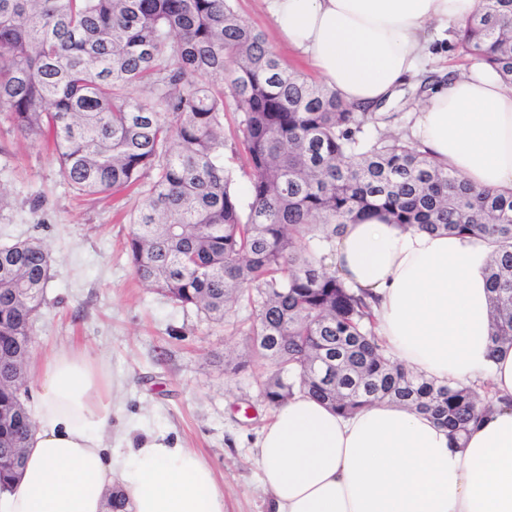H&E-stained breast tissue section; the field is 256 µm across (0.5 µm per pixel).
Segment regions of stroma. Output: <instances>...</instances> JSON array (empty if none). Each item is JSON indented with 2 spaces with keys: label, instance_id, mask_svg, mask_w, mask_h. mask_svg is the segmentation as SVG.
I'll use <instances>...</instances> for the list:
<instances>
[{
  "label": "stroma",
  "instance_id": "1",
  "mask_svg": "<svg viewBox=\"0 0 512 512\" xmlns=\"http://www.w3.org/2000/svg\"><path fill=\"white\" fill-rule=\"evenodd\" d=\"M476 65L440 38L430 44L422 74L444 80ZM420 86V79L410 81L385 106L383 131L411 130L426 98ZM241 119L234 109L224 112V166L240 189L247 183ZM0 194L9 200L0 209V244L36 239L53 256L32 357L70 343L102 354L120 386L113 433L133 423L134 439L150 432L196 449L224 484L226 512H269L250 462L271 409L256 385L265 365L242 362L247 301L235 303L225 322L214 323L141 284L127 253L140 195L77 194L45 143L23 137L1 113Z\"/></svg>",
  "mask_w": 512,
  "mask_h": 512
}]
</instances>
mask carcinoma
<instances>
[{"instance_id":"carcinoma-1","label":"carcinoma","mask_w":512,"mask_h":512,"mask_svg":"<svg viewBox=\"0 0 512 512\" xmlns=\"http://www.w3.org/2000/svg\"><path fill=\"white\" fill-rule=\"evenodd\" d=\"M453 48L512 82V0H482ZM142 88L134 96L131 89ZM244 113L248 210L224 169V111ZM0 112L49 138L80 194L143 190L128 256L135 277L222 322L247 298L246 362L270 367L273 408L305 393L344 415L377 401L432 417L458 442L490 411L476 384H441L397 363L369 293L327 264L360 216L404 230L483 238L492 340L512 348V190L478 189L388 121L290 69L231 0H0ZM51 254L0 245V490L21 468L22 399Z\"/></svg>"}]
</instances>
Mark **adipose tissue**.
<instances>
[{
  "mask_svg": "<svg viewBox=\"0 0 512 512\" xmlns=\"http://www.w3.org/2000/svg\"><path fill=\"white\" fill-rule=\"evenodd\" d=\"M279 40L364 109L417 79L433 37L481 0H264ZM423 148L471 184L512 189V85L475 70L416 112ZM488 247L475 236L402 231L370 215L337 237L334 265L378 299V334L407 368L490 381L499 401L456 447L429 417L387 401L345 416L299 393L274 411L253 461L270 512H512V348L493 349ZM37 387L25 462L0 512H224V485L192 448L148 435L110 447L114 382L84 346L31 364Z\"/></svg>",
  "mask_w": 512,
  "mask_h": 512,
  "instance_id": "1",
  "label": "adipose tissue"
}]
</instances>
